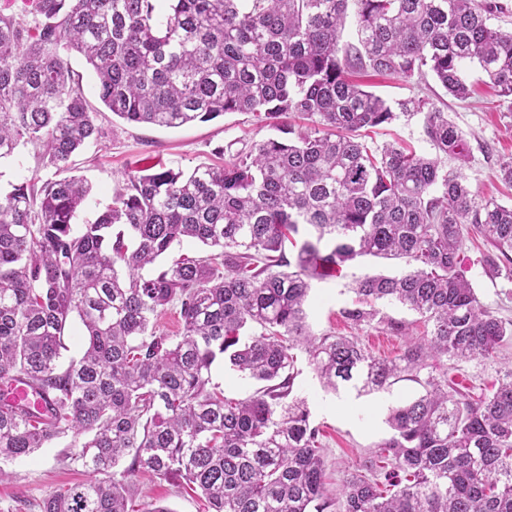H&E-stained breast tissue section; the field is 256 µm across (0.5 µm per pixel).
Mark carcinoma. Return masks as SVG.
Instances as JSON below:
<instances>
[{
    "mask_svg": "<svg viewBox=\"0 0 512 512\" xmlns=\"http://www.w3.org/2000/svg\"><path fill=\"white\" fill-rule=\"evenodd\" d=\"M503 10L499 0H32L25 14L0 12V162L30 144L54 169L0 193V481L70 434L88 479L39 512H134L139 472L185 481L212 512H512V366L476 398L429 371L493 360L512 339V320L461 269L466 226L491 246L485 274L512 278V205L472 189L448 113L410 98L398 114L353 81L368 69L429 74L466 100L471 64L510 97L512 32L490 25ZM350 18L355 41L343 44ZM72 54L130 124L246 112L278 134L222 167L136 168L76 229L91 187L71 157L100 130ZM422 112L435 157L362 140ZM290 115L306 125L281 122ZM442 155L459 165L444 169ZM184 240L214 253L157 266ZM367 256L409 270L356 278L343 317L398 331L377 308L388 302L431 325L392 359L307 323L312 281ZM170 307L175 336L156 330ZM75 320L82 352L64 363ZM295 348L334 393L422 388L391 409L392 434L335 493L307 401L293 394ZM218 360L260 387L224 397L211 382ZM15 384L46 407L11 398Z\"/></svg>",
    "mask_w": 512,
    "mask_h": 512,
    "instance_id": "1",
    "label": "carcinoma"
}]
</instances>
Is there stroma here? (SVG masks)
I'll list each match as a JSON object with an SVG mask.
<instances>
[{
    "instance_id": "1",
    "label": "stroma",
    "mask_w": 512,
    "mask_h": 512,
    "mask_svg": "<svg viewBox=\"0 0 512 512\" xmlns=\"http://www.w3.org/2000/svg\"><path fill=\"white\" fill-rule=\"evenodd\" d=\"M466 76L474 93L464 102L446 95L431 79L368 74L361 81L367 90L392 104L410 97L432 98L466 136L470 154L464 172L472 188L482 198L512 204V189L502 184L497 172L499 160L512 156V97L498 96L484 85L476 68H469ZM96 123L102 130L101 138L74 157L75 175L86 178L91 186L87 203L73 220L77 227L94 222L111 204L116 182L128 169L150 162L186 172L200 165H219L243 143L259 141L273 133L266 123L239 112L167 129L127 124L104 110L98 113ZM372 140L378 147L398 142L420 153L433 151L420 114L399 116L377 128ZM486 248L481 239L466 240L467 277L481 302L498 316L510 319L512 279H493L484 273L478 258ZM405 269L398 260L366 257L346 265L341 276L314 282L308 309L312 333L358 337L362 347L379 358L400 354L407 343L406 336L391 333L376 323L354 326L342 317L341 311L355 301L349 289L354 278L367 273L398 274ZM297 366L294 392L308 402L311 421L319 429L327 478L331 488L336 489L344 473L358 467L369 450L389 436L385 423L389 409L416 397L420 388L414 382L401 381L388 391L361 398L336 395L322 388L306 359H299ZM509 366L512 342L502 348L496 361L473 360L449 370L448 375L460 381L463 389L476 391L491 385L499 370ZM71 443V437L61 438L53 447L39 449L11 464L12 478L0 483V512H30V503L60 487L84 481L83 469L71 462L75 453ZM137 485L134 512H151L155 507H166L170 512H208L204 498L151 474H139Z\"/></svg>"
}]
</instances>
